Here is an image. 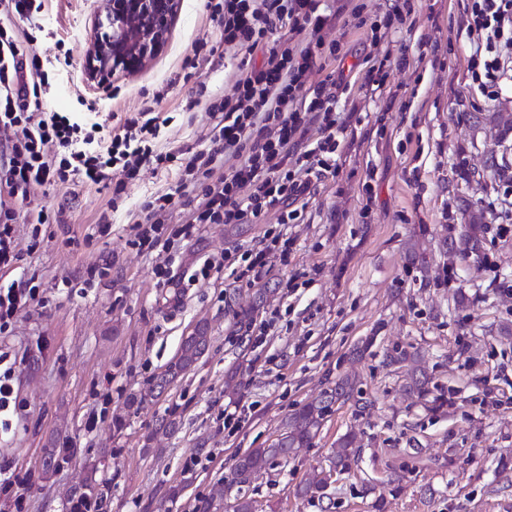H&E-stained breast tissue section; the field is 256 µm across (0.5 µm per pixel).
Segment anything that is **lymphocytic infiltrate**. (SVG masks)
I'll return each mask as SVG.
<instances>
[{"label": "lymphocytic infiltrate", "instance_id": "lymphocytic-infiltrate-1", "mask_svg": "<svg viewBox=\"0 0 512 512\" xmlns=\"http://www.w3.org/2000/svg\"><path fill=\"white\" fill-rule=\"evenodd\" d=\"M39 0H0V129L9 133L0 145V193L25 201L32 186L68 182L109 186L113 174L136 178L145 168L177 166L175 193L153 195L140 205L134 246L178 253L204 224H254L268 212L281 223L296 220L288 202L310 190L315 178L334 172L336 151L345 131L337 111L335 75L308 87L306 79L324 53H338L325 33L336 14L325 0H216L210 18L224 32V45L261 52L260 65H241L233 73L231 96L210 100L190 96L186 111L205 108L212 120L209 145L188 154L153 149L160 127L153 107L129 113L103 137L93 152L77 138L78 122L60 112H45L46 84L37 56L22 48L25 32L16 17L36 18ZM472 43V80L485 101L497 100L512 86V0H472L466 24ZM181 197L186 220L177 230L168 221L174 197ZM293 241L283 235L269 243L223 254L203 262L198 272L243 261L248 282L268 267L271 252L288 254ZM27 281L0 287V335L33 304H45Z\"/></svg>", "mask_w": 512, "mask_h": 512}]
</instances>
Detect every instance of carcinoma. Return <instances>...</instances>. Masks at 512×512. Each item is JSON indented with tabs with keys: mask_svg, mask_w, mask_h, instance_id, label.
I'll list each match as a JSON object with an SVG mask.
<instances>
[{
	"mask_svg": "<svg viewBox=\"0 0 512 512\" xmlns=\"http://www.w3.org/2000/svg\"><path fill=\"white\" fill-rule=\"evenodd\" d=\"M486 224L483 212L471 211L466 223L448 226V238L444 244L447 249L455 252L461 259L481 257L485 243ZM209 346L208 327L197 324L193 331L183 337L177 354L166 365L164 371L157 375L149 388L150 393L162 394L175 381L201 359ZM356 383L347 376H337L334 385L324 391L319 397L303 404L284 421L283 433L279 439L268 448H253L239 456L232 470V480L245 483L250 476L275 463H288L298 448L310 446L320 430L333 413L336 404H344L354 398ZM359 447L355 445L353 435L346 433L336 440V448L330 457V467L337 472L351 469L358 458ZM326 480L316 476L298 484L297 495L308 500L326 497Z\"/></svg>",
	"mask_w": 512,
	"mask_h": 512,
	"instance_id": "cac0c4a2",
	"label": "carcinoma"
}]
</instances>
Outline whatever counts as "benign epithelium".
I'll return each mask as SVG.
<instances>
[{
    "instance_id": "benign-epithelium-1",
    "label": "benign epithelium",
    "mask_w": 512,
    "mask_h": 512,
    "mask_svg": "<svg viewBox=\"0 0 512 512\" xmlns=\"http://www.w3.org/2000/svg\"><path fill=\"white\" fill-rule=\"evenodd\" d=\"M179 0H101L102 27L91 39L84 75L102 84L116 72L133 73L163 47Z\"/></svg>"
}]
</instances>
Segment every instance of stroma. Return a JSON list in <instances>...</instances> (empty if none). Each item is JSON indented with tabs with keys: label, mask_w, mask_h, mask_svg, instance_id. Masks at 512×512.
I'll return each mask as SVG.
<instances>
[{
	"label": "stroma",
	"mask_w": 512,
	"mask_h": 512,
	"mask_svg": "<svg viewBox=\"0 0 512 512\" xmlns=\"http://www.w3.org/2000/svg\"><path fill=\"white\" fill-rule=\"evenodd\" d=\"M98 4L44 0L36 20L15 19L31 36L25 52L47 72L43 111L76 113L87 132L153 104L172 117L159 130V150L205 148L209 119L183 111L189 88L174 78L192 63L208 92L228 96L243 59L225 49L205 0H179L162 51L136 73H115L103 91L83 73ZM357 6L380 16L389 2H333L327 37L340 42V56L318 61L308 82L332 72L345 85L338 106L346 132L335 173L295 201L297 223L278 225L272 212L257 224L203 225L176 260L178 279L160 288L155 271L166 253L140 252L129 241L141 202L174 191L177 170L141 172L117 195L95 186L36 188L32 206L62 211L60 224L36 229L16 210L19 245L34 233L42 241L23 254L18 274L33 279L47 303L0 337L26 404L0 434V462L29 478L22 506L0 501V512H66L92 464L105 512H195L212 496L221 497V512H233L242 492L256 512H512V334L503 332L512 327V295L500 289L512 284V211L501 207V185L486 166L493 154L512 164V147L498 144L496 128L483 121L512 108V90L488 103L471 86L470 0H407L412 31L378 41L348 24ZM200 42L214 53L195 54ZM384 54L386 86L372 96L366 60ZM403 55L409 65L400 64ZM161 89L166 95L154 103ZM462 158L477 177L467 189L456 169ZM466 203L484 214V253L452 266L444 239L448 225L463 223ZM280 231L294 244L261 280L247 283L226 266L191 281L201 258L243 252ZM92 265L106 272L89 284ZM241 312L249 327H239ZM200 322L211 342L197 365L162 398L128 406ZM396 348L418 352L426 397L406 390L412 363L385 365ZM231 373L240 383L234 393L225 388ZM341 373L356 376L367 409L336 406L288 466L232 483L237 456L273 444L285 417ZM172 407L180 426L167 434L158 426ZM349 431L358 436L357 463L335 475L327 498L297 496V484L327 467ZM49 448L67 460L48 475ZM178 483L184 490L170 499Z\"/></svg>",
	"instance_id": "1"
}]
</instances>
